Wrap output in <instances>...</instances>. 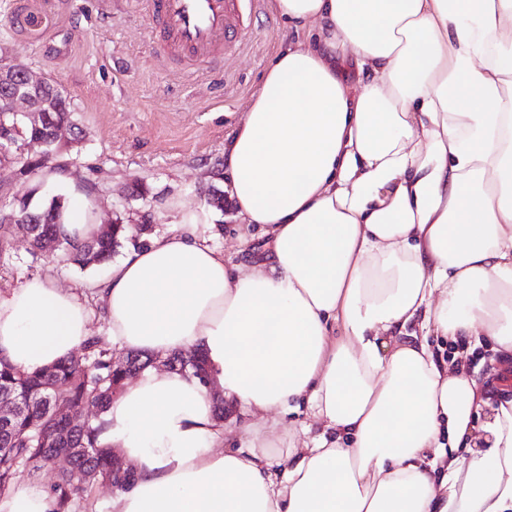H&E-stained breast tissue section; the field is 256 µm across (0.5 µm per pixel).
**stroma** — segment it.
Returning a JSON list of instances; mask_svg holds the SVG:
<instances>
[{"label": "stroma", "instance_id": "1", "mask_svg": "<svg viewBox=\"0 0 512 512\" xmlns=\"http://www.w3.org/2000/svg\"><path fill=\"white\" fill-rule=\"evenodd\" d=\"M136 2L0 0V66L23 64L67 98L83 136L65 135L57 159L92 199L98 224H146L159 235L181 211L221 192L224 206L209 208L201 235L230 263L258 259L266 239L257 234L241 242L244 227L219 172L226 139L293 30L270 0H259L248 34L216 77L160 63ZM27 194L39 207L57 194L73 200L69 184L47 172L22 179L11 166H0V195ZM107 271L104 264L81 269L33 254L28 240L16 235L0 256V292L34 275L75 288Z\"/></svg>", "mask_w": 512, "mask_h": 512}]
</instances>
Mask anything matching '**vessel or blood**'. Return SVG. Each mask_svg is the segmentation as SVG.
Wrapping results in <instances>:
<instances>
[{
	"label": "vessel or blood",
	"instance_id": "1",
	"mask_svg": "<svg viewBox=\"0 0 512 512\" xmlns=\"http://www.w3.org/2000/svg\"><path fill=\"white\" fill-rule=\"evenodd\" d=\"M161 37L162 51H173L192 66L217 68L245 30L244 16L256 0H138Z\"/></svg>",
	"mask_w": 512,
	"mask_h": 512
}]
</instances>
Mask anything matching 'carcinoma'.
I'll use <instances>...</instances> for the list:
<instances>
[{
  "mask_svg": "<svg viewBox=\"0 0 512 512\" xmlns=\"http://www.w3.org/2000/svg\"><path fill=\"white\" fill-rule=\"evenodd\" d=\"M20 94L34 99L42 111L60 119L71 120V109L57 86L49 83L34 90L16 75L0 84V128L12 129L10 142L0 139V163L7 162L14 169L23 167L27 174H36L48 167L56 147L49 148V155L30 160L18 147L31 134V127L20 117L6 110L5 95ZM15 217L13 224H0V254L7 244V236L21 233L27 237L32 254L40 252L43 240L53 238L54 227L66 221V207L61 197L55 196L43 208L31 207L30 201L0 197V210ZM132 229L126 224H107L88 241L70 238L55 239L61 261L85 268L111 260L112 253L128 239ZM86 357H73L59 362L50 369L27 372L16 368L0 357V395L20 403L16 417L7 425H0V493L6 491L16 475L28 466L47 464L51 448H84L93 457L89 469L78 468L70 474H60L51 485L57 498L58 512H73L79 492H86L98 482L122 488L132 475L122 481H112L110 458L112 449L98 443L95 419L108 402L117 396L123 383L112 372V349L100 338L93 337L83 347ZM170 369L195 376L206 374L203 357L172 353L167 358ZM59 405L70 407L73 418L66 422L55 417ZM92 413L88 420L85 414Z\"/></svg>",
  "mask_w": 512,
  "mask_h": 512,
  "instance_id": "1",
  "label": "carcinoma"
}]
</instances>
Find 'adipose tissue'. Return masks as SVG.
Segmentation results:
<instances>
[{
	"label": "adipose tissue",
	"mask_w": 512,
	"mask_h": 512,
	"mask_svg": "<svg viewBox=\"0 0 512 512\" xmlns=\"http://www.w3.org/2000/svg\"><path fill=\"white\" fill-rule=\"evenodd\" d=\"M299 33L268 65L224 169L268 240L234 268L184 212L90 281L112 342L198 351L252 414L320 426L273 470L280 420L225 445L209 390L143 371L101 417L134 472L111 512H512V400L432 336L512 352V0H273ZM357 81H350L349 71ZM43 276L0 293V356L34 372L91 336ZM13 482L0 512H56Z\"/></svg>",
	"instance_id": "ef3b65f1"
}]
</instances>
